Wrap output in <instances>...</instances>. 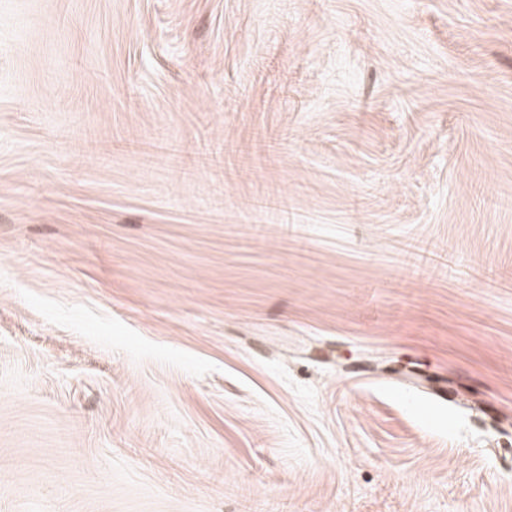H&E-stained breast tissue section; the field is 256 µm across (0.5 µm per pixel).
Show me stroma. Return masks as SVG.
<instances>
[{
    "mask_svg": "<svg viewBox=\"0 0 512 512\" xmlns=\"http://www.w3.org/2000/svg\"><path fill=\"white\" fill-rule=\"evenodd\" d=\"M0 512H512V0H0Z\"/></svg>",
    "mask_w": 512,
    "mask_h": 512,
    "instance_id": "35a3bbf8",
    "label": "stroma"
}]
</instances>
